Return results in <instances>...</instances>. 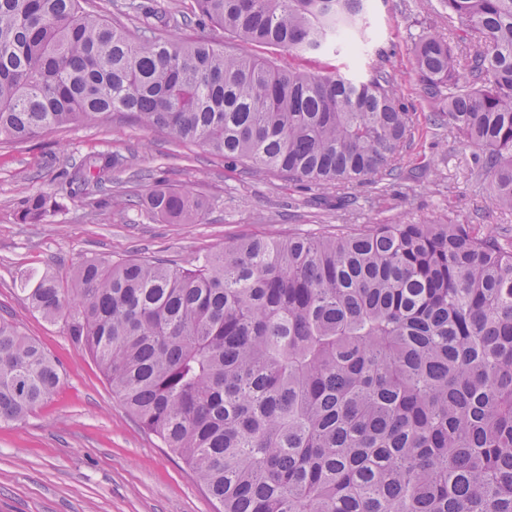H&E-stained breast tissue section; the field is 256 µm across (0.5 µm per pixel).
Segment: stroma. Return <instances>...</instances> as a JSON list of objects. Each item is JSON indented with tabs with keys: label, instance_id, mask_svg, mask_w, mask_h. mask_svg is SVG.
I'll use <instances>...</instances> for the list:
<instances>
[{
	"label": "stroma",
	"instance_id": "35a3bbf8",
	"mask_svg": "<svg viewBox=\"0 0 512 512\" xmlns=\"http://www.w3.org/2000/svg\"><path fill=\"white\" fill-rule=\"evenodd\" d=\"M88 7L134 30L152 27L162 38L227 42L234 52L285 70L337 68L366 79L380 65L417 117L402 178L377 189L305 188L274 173L257 175L204 147L112 116L47 130L26 143L0 140V313L62 364L54 399L22 422L0 426V512H215L216 501L193 472L127 412L62 322L31 309L22 279L46 271L64 278L94 256L188 267L233 238L321 235L340 224L448 217L508 232L512 214L492 208L488 179L468 177L472 148L429 121L440 104L420 88L412 47L418 35L447 32L440 0H368L360 61L344 49L303 55L230 40L201 15L196 0H89ZM97 153L118 156L125 168L112 182L111 198L95 207L62 173ZM160 184L204 198L201 223L174 224L151 214L143 200ZM38 193L61 199L62 208L41 223H21L19 201Z\"/></svg>",
	"mask_w": 512,
	"mask_h": 512
}]
</instances>
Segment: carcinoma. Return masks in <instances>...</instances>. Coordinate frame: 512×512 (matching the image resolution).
Wrapping results in <instances>:
<instances>
[{
	"label": "carcinoma",
	"mask_w": 512,
	"mask_h": 512,
	"mask_svg": "<svg viewBox=\"0 0 512 512\" xmlns=\"http://www.w3.org/2000/svg\"><path fill=\"white\" fill-rule=\"evenodd\" d=\"M367 0H197L240 41L315 54ZM448 36L414 46L431 124L475 149L512 211V0H442ZM304 187L402 175L415 129L392 78L282 70L211 41L132 32L82 0H0V139L107 115ZM122 168L98 153L69 184ZM154 215L207 203L158 187ZM33 194L24 224L58 209ZM21 292L64 321L128 412L180 458L216 512H512V240L448 220L243 237L189 268L82 260ZM61 363L0 315V424L51 401Z\"/></svg>",
	"instance_id": "carcinoma-1"
}]
</instances>
